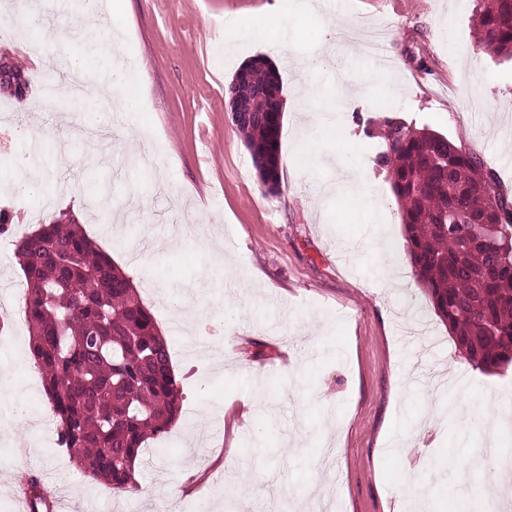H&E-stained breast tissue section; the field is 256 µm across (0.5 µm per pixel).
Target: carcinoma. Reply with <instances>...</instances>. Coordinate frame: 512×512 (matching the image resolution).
<instances>
[{
    "label": "carcinoma",
    "instance_id": "obj_1",
    "mask_svg": "<svg viewBox=\"0 0 512 512\" xmlns=\"http://www.w3.org/2000/svg\"><path fill=\"white\" fill-rule=\"evenodd\" d=\"M478 45L512 57V0H489ZM249 88L235 122L260 187L279 190L283 113L276 65L257 55L228 87ZM389 167L410 262L469 363L494 372L512 363V201L480 158L447 137L387 123ZM498 198L491 209L487 195ZM25 278L30 352L56 415L58 444L76 469L114 495L135 485L144 443L170 431L182 405L169 347L132 280L71 218L43 224L16 244ZM32 512L45 503L28 479Z\"/></svg>",
    "mask_w": 512,
    "mask_h": 512
}]
</instances>
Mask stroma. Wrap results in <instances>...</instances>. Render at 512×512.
<instances>
[{
	"label": "stroma",
	"instance_id": "stroma-1",
	"mask_svg": "<svg viewBox=\"0 0 512 512\" xmlns=\"http://www.w3.org/2000/svg\"><path fill=\"white\" fill-rule=\"evenodd\" d=\"M46 0L0 30V219L72 215L132 279L165 335L181 421L146 442L136 491L80 474L29 353L17 237L0 233V512H482L512 433L462 432L457 410L512 405V364L473 368L411 266L386 167L384 118L481 158L512 199V59L477 45L485 0ZM279 12L260 40L235 19ZM269 57L283 83L282 191L264 193L224 108L234 74ZM140 78L135 110L73 94L72 59ZM320 89L306 98L302 71ZM37 172L35 188L17 177ZM194 239L180 243L184 228ZM394 258L380 270L374 247ZM24 455H17V446ZM235 467L224 465L230 447Z\"/></svg>",
	"mask_w": 512,
	"mask_h": 512
}]
</instances>
